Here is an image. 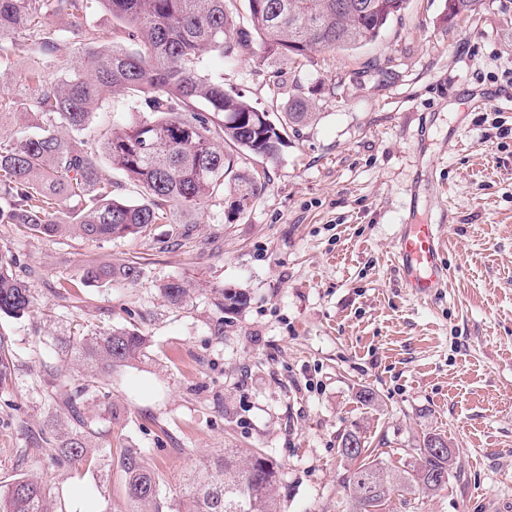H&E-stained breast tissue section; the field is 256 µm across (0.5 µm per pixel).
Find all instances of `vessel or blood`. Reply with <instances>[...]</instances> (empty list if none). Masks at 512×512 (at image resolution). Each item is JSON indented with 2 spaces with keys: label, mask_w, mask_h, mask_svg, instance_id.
I'll use <instances>...</instances> for the list:
<instances>
[{
  "label": "vessel or blood",
  "mask_w": 512,
  "mask_h": 512,
  "mask_svg": "<svg viewBox=\"0 0 512 512\" xmlns=\"http://www.w3.org/2000/svg\"><path fill=\"white\" fill-rule=\"evenodd\" d=\"M406 288L420 298L445 288L449 270L440 250L439 227L424 220L402 224L395 244Z\"/></svg>",
  "instance_id": "obj_1"
}]
</instances>
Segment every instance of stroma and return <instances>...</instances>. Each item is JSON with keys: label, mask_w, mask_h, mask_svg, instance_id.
<instances>
[{"label": "stroma", "mask_w": 512, "mask_h": 512, "mask_svg": "<svg viewBox=\"0 0 512 512\" xmlns=\"http://www.w3.org/2000/svg\"><path fill=\"white\" fill-rule=\"evenodd\" d=\"M206 67L273 115L301 89L318 118L289 134L279 162L237 157L239 170L264 175L245 213L213 199L179 238L156 224L99 246L0 224V247L20 256L37 300L33 315L0 318L14 363L0 392V486L33 472L62 512H129L112 444L141 449L172 500L203 459L250 448L278 465L282 512H342L351 462L338 443L357 425L383 440L393 469L409 468L430 432L461 466L443 490L395 492L383 512H497L512 500V138L498 135L512 128V0H482L455 23L446 0H407L354 50L288 59L256 47ZM465 90L497 101L461 129ZM412 209L439 225L450 260L431 298L397 271ZM128 259L142 267L137 283L81 284L83 265ZM173 279L197 284L188 305L160 298ZM224 287L246 292L240 313L215 307L211 291ZM131 323L150 336V357L114 372L111 399L91 407L99 467L33 460L63 432L44 383L49 365L69 377L56 338ZM364 386L377 406L359 402ZM109 407L118 424L104 420Z\"/></svg>", "instance_id": "35a3bbf8"}]
</instances>
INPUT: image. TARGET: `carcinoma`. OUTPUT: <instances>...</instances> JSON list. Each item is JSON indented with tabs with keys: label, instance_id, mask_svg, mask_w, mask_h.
Instances as JSON below:
<instances>
[{
	"label": "carcinoma",
	"instance_id": "carcinoma-1",
	"mask_svg": "<svg viewBox=\"0 0 512 512\" xmlns=\"http://www.w3.org/2000/svg\"><path fill=\"white\" fill-rule=\"evenodd\" d=\"M121 28L120 42L102 43L87 22L84 0H0V68L22 36L36 40L41 53L19 73V87H33L28 108L40 133L27 130L0 137V224L37 238L74 237L107 243L149 234L154 224H194V216L216 197L228 196L240 214L260 193L259 173L240 172L234 155L278 161L288 131L316 119L306 99L294 95L288 111L274 122L267 112L224 86L204 58L235 60L260 41L263 53L352 50L376 40L404 9L406 0H245L247 25H240L237 0H100ZM479 0H448V19L463 20ZM64 16L68 26L49 22ZM52 66L57 77L45 75ZM119 94L129 98L130 118L112 128L99 144L82 137L97 105ZM229 146L232 152L224 151ZM112 168L139 183L145 197L131 203L116 195L112 181L101 178L97 153ZM66 220H57V214ZM19 257L0 250V316L21 318L35 311V297L18 278ZM137 262L90 263L86 283L106 286L115 280L136 282ZM165 302L182 306L194 293L177 279L159 288ZM227 314L244 308L245 292L212 291ZM150 339L136 325L98 328L57 340L64 361L82 368L70 384L47 381L54 409L71 424V434L46 449L47 457L76 468L97 467L90 443L97 438L87 404L110 397L104 378L116 368L146 356ZM13 349L0 334V390L12 379ZM435 454L414 449L418 465L396 472L373 454L371 442L345 457L356 462L345 489L347 512H378L396 491L426 494L448 484L457 464L450 446ZM117 469L131 512H280L274 488L277 466L260 454L233 448L204 464L203 474L184 484L174 503L161 497L162 474L138 448L116 450ZM0 512H57L51 487L29 475L0 490Z\"/></svg>",
	"mask_w": 512,
	"mask_h": 512
}]
</instances>
